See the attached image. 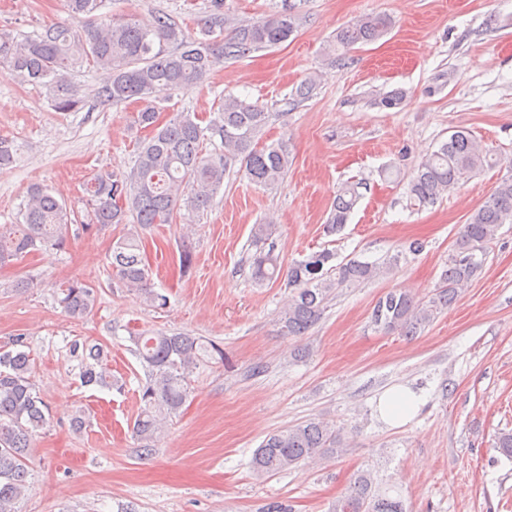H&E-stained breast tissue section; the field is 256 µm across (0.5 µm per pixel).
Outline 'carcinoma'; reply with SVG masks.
Returning a JSON list of instances; mask_svg holds the SVG:
<instances>
[{"mask_svg": "<svg viewBox=\"0 0 512 512\" xmlns=\"http://www.w3.org/2000/svg\"><path fill=\"white\" fill-rule=\"evenodd\" d=\"M77 26L51 24L43 31L18 38L0 30V68L20 83L44 87L56 112H77L82 107L75 73L88 65L102 70L107 80L96 89L102 102H135L139 109L134 125L150 130L139 141L137 158L130 171L96 175L85 184L89 210L78 220L66 202L42 185L30 187L22 222L0 225V265L32 251H62L68 243L69 226L78 222L83 231L95 225L170 224L177 215L187 221L200 216L224 187V175L235 164L250 183L267 190L278 188L291 165L285 143L259 145L271 113L235 96L219 99L214 116L181 111L166 123L159 121L160 95L203 84L226 59H243L251 52L287 41L298 25L293 7L270 17L232 29L224 36V0H211L210 14L201 37L192 38L166 13L155 16L149 28L133 21L98 15L103 0H66ZM392 21L368 15L343 28L335 46L350 49L382 36ZM212 149H207L206 145ZM488 150L463 131L450 135L438 150L418 164L407 185V194L418 205L436 203L462 179L483 167ZM360 198L359 184L346 182L336 195L326 226L335 233L347 224ZM512 224V177L497 188L459 228L448 255V265L428 300L393 289L378 298L371 323L405 338L418 335L437 314L450 308L459 289L482 267L488 246L499 228ZM273 225L257 224L253 238L257 250L251 257V279L263 286L279 278L281 266ZM335 253L315 252L288 266L291 296L280 311L279 324L289 336L307 335L322 319L329 297L340 288L359 286L397 265L394 255L382 263L349 259L331 264ZM112 275L124 287L140 295L152 308L162 309L168 297L150 287L149 268L143 260L140 238L131 234L112 247ZM59 303L73 317L90 313L97 292L79 281L61 289ZM147 380L140 387L141 412L134 433L143 442L140 454H152L150 442L163 421L177 413L189 396L188 377L206 353L224 360L215 343L185 333L156 332L131 337ZM0 350V512H16L15 504L26 488V459L30 442L49 424L47 407L37 396L30 375L32 357L25 337ZM70 356L80 363V379L86 386L112 387V374L103 347L74 341ZM336 431L318 418H310L269 434L255 449L250 462L256 477L286 472L304 462L335 450ZM403 512L398 500L376 489L371 476L359 473L336 500L333 512Z\"/></svg>", "mask_w": 512, "mask_h": 512, "instance_id": "1", "label": "carcinoma"}]
</instances>
